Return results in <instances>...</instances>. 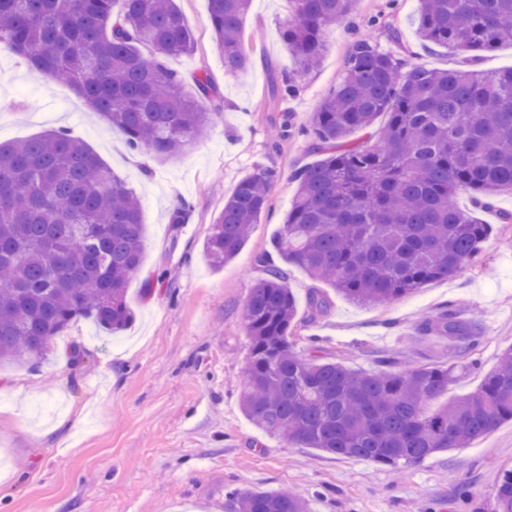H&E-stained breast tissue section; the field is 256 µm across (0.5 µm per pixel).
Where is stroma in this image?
Segmentation results:
<instances>
[{
    "instance_id": "stroma-1",
    "label": "stroma",
    "mask_w": 512,
    "mask_h": 512,
    "mask_svg": "<svg viewBox=\"0 0 512 512\" xmlns=\"http://www.w3.org/2000/svg\"><path fill=\"white\" fill-rule=\"evenodd\" d=\"M176 6L196 49L169 65L188 93L207 72L222 115L175 158L132 156L124 134L69 87L0 47V140L68 130L138 195L146 240L128 285L134 319L118 337L82 320L36 365L0 366V512H229L230 491L280 488L297 489L311 512H492L500 472L512 469V421L469 447L392 468L285 445L261 433L239 404L250 352L245 305L255 282L281 262L272 242L295 191L292 175L320 159L301 128L339 81L353 42L369 34L383 49L433 68L473 63L419 39L417 0H359L352 22L330 26L320 66L299 75L280 38L288 0H253L244 22L252 63L228 75L212 41L208 0ZM473 65L512 66V45ZM288 73L297 76V93L275 111L258 110L271 79ZM261 168L277 173L268 208L238 256L213 269L204 254L211 226L236 184ZM183 202L186 222L170 224ZM477 216L490 233L473 262L383 307L328 287L327 310L313 313L314 281L288 267L298 306L294 348L314 347L323 359L369 371L396 350L408 367L442 364L451 356L446 341L420 325L449 309L477 321L482 340L473 352L479 370L450 384L448 394L476 391L501 348L512 345V192Z\"/></svg>"
}]
</instances>
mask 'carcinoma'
I'll return each instance as SVG.
<instances>
[{"instance_id":"cac0c4a2","label":"carcinoma","mask_w":512,"mask_h":512,"mask_svg":"<svg viewBox=\"0 0 512 512\" xmlns=\"http://www.w3.org/2000/svg\"><path fill=\"white\" fill-rule=\"evenodd\" d=\"M280 36L297 70L317 67L332 23L358 0H289ZM224 72L251 63L243 20L252 0H209ZM419 38L464 53L512 44V0H418ZM0 43L69 86L119 128L133 151L175 156L221 116L208 74L183 92L168 67L196 38L174 0H0ZM387 115L374 143L355 142ZM322 155L296 173L297 189L273 247L289 265L373 307L458 273L489 233L456 205L512 191V67L437 69L357 39L345 72L311 114ZM273 172L259 169L224 201L204 244L219 270L266 211ZM145 243L137 195L64 129L0 142V364L41 359L70 325L117 333L132 320L126 289ZM297 314L287 271L267 269L244 311L251 350L241 388L245 416L285 444L393 468L466 448L512 421V345L476 391L437 405L481 340L477 325L442 311L420 329L446 337L465 363L353 370L295 350ZM231 512H309L289 491H235ZM492 512H512V470Z\"/></svg>"}]
</instances>
